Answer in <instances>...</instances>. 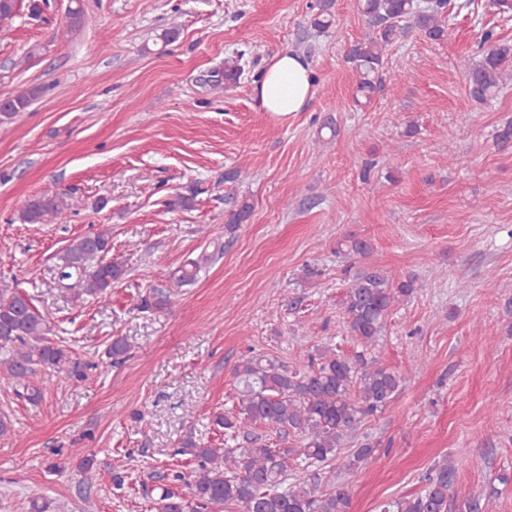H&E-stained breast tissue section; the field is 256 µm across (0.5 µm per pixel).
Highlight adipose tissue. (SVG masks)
Instances as JSON below:
<instances>
[{
    "instance_id": "obj_1",
    "label": "adipose tissue",
    "mask_w": 512,
    "mask_h": 512,
    "mask_svg": "<svg viewBox=\"0 0 512 512\" xmlns=\"http://www.w3.org/2000/svg\"><path fill=\"white\" fill-rule=\"evenodd\" d=\"M313 95V78L304 60L283 51L272 57L254 85L260 111L278 121L303 109Z\"/></svg>"
}]
</instances>
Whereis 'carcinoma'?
Returning <instances> with one entry per match:
<instances>
[{
	"mask_svg": "<svg viewBox=\"0 0 512 512\" xmlns=\"http://www.w3.org/2000/svg\"><path fill=\"white\" fill-rule=\"evenodd\" d=\"M354 6L371 33L350 46L346 59L356 72L358 92L367 99L399 36L417 31L442 40L447 35L448 0H354ZM482 42L487 48L480 60H460L468 78L467 99L478 103L494 97L503 77L512 73V47L496 43L491 31L484 32ZM43 91L33 86L0 103V123L27 111ZM80 207L73 196H39L26 203L16 220L46 224ZM250 210L243 202L230 211L225 230L245 222ZM111 251L108 230L73 239L56 254L59 279L79 296L108 295L125 273L121 264L108 259ZM206 260L203 254L184 263L171 275L170 288L151 289L139 308L166 306L172 289L193 282ZM415 283L412 277L393 278L377 267L352 278L342 301L347 335L361 347L352 357L327 348L310 358L306 370H291L276 359L242 358L233 369L239 385L235 413L215 416L228 445L216 448L191 435L183 438L178 454L190 456L196 469L187 477L177 472L173 479L185 484L189 497L162 486L152 499L156 512H349L347 486L324 479L325 470L362 418L383 411L400 391L404 377L365 353L382 335L391 309L414 294ZM50 331L49 316L36 309L31 297L0 289V351L7 353L0 375L31 405L43 398L41 388L31 383L38 373L79 381L92 367L52 340ZM258 424L275 426L282 446L260 443L252 431ZM291 436L299 437V447H288ZM374 453L368 444L353 449L346 462L349 472H357ZM455 480V468L445 461L436 465L420 493L387 500L380 512H451Z\"/></svg>",
	"mask_w": 512,
	"mask_h": 512,
	"instance_id": "cac0c4a2",
	"label": "carcinoma"
}]
</instances>
